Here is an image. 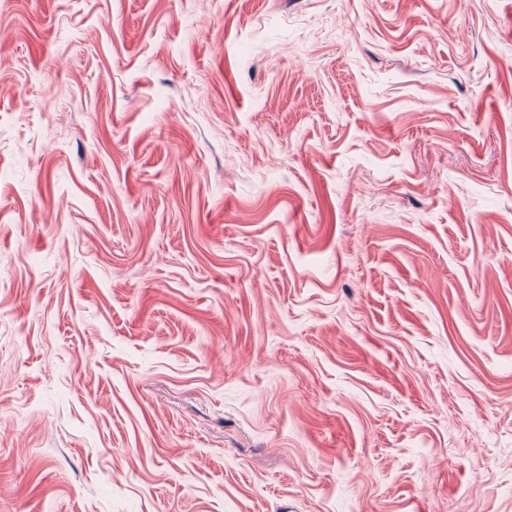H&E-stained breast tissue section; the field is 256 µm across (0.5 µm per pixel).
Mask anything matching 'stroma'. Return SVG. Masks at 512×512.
I'll list each match as a JSON object with an SVG mask.
<instances>
[{"label":"stroma","mask_w":512,"mask_h":512,"mask_svg":"<svg viewBox=\"0 0 512 512\" xmlns=\"http://www.w3.org/2000/svg\"><path fill=\"white\" fill-rule=\"evenodd\" d=\"M0 512H512V0H0Z\"/></svg>","instance_id":"stroma-1"}]
</instances>
